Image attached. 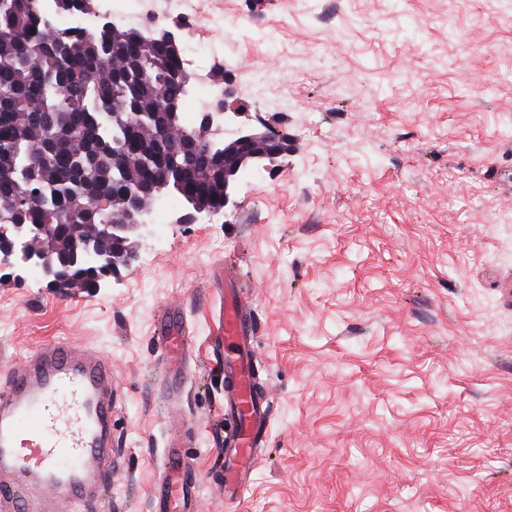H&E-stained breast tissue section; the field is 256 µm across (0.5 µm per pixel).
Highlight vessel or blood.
I'll list each match as a JSON object with an SVG mask.
<instances>
[{"instance_id": "vessel-or-blood-1", "label": "vessel or blood", "mask_w": 512, "mask_h": 512, "mask_svg": "<svg viewBox=\"0 0 512 512\" xmlns=\"http://www.w3.org/2000/svg\"><path fill=\"white\" fill-rule=\"evenodd\" d=\"M224 310L215 345L224 365L225 395L237 423L228 435L224 504L245 489L268 404L256 393L253 334L242 283L224 271ZM164 374L187 384L190 348L180 316L160 336ZM112 485V369L98 354L71 344L46 345L0 377V504L14 512H96ZM154 512H198L197 481L170 434L151 492Z\"/></svg>"}]
</instances>
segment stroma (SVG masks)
Instances as JSON below:
<instances>
[{
	"label": "stroma",
	"instance_id": "35a3bbf8",
	"mask_svg": "<svg viewBox=\"0 0 512 512\" xmlns=\"http://www.w3.org/2000/svg\"><path fill=\"white\" fill-rule=\"evenodd\" d=\"M243 123L288 137L235 206L151 224L132 264L65 295L0 271V369L64 340L112 365V490L152 512L172 425L200 512L224 509V372L212 347L237 266L270 395L229 512H512V5L210 0ZM291 69L243 82L272 54ZM178 305L192 378L168 395L158 328Z\"/></svg>",
	"mask_w": 512,
	"mask_h": 512
}]
</instances>
